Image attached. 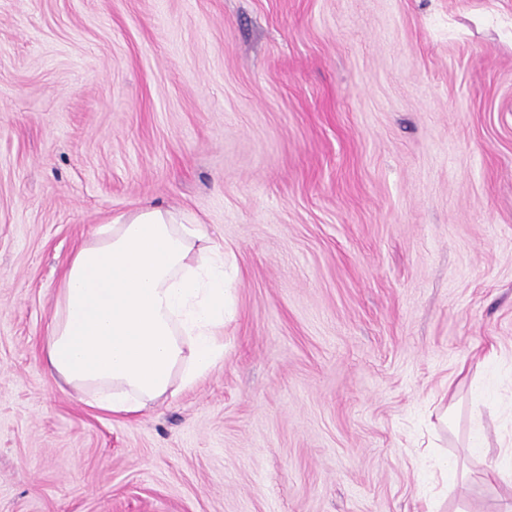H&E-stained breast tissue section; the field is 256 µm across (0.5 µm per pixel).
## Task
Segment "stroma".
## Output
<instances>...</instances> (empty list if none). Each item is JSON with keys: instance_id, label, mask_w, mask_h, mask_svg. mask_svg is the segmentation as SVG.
I'll list each match as a JSON object with an SVG mask.
<instances>
[{"instance_id": "stroma-1", "label": "stroma", "mask_w": 512, "mask_h": 512, "mask_svg": "<svg viewBox=\"0 0 512 512\" xmlns=\"http://www.w3.org/2000/svg\"><path fill=\"white\" fill-rule=\"evenodd\" d=\"M148 205L223 243L233 314L115 419L43 341ZM507 438L512 0H0V512H504Z\"/></svg>"}]
</instances>
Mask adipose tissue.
<instances>
[{
  "instance_id": "1",
  "label": "adipose tissue",
  "mask_w": 512,
  "mask_h": 512,
  "mask_svg": "<svg viewBox=\"0 0 512 512\" xmlns=\"http://www.w3.org/2000/svg\"><path fill=\"white\" fill-rule=\"evenodd\" d=\"M224 252L201 225L143 208L72 255L44 342L51 375L92 407L138 414L224 359Z\"/></svg>"
}]
</instances>
